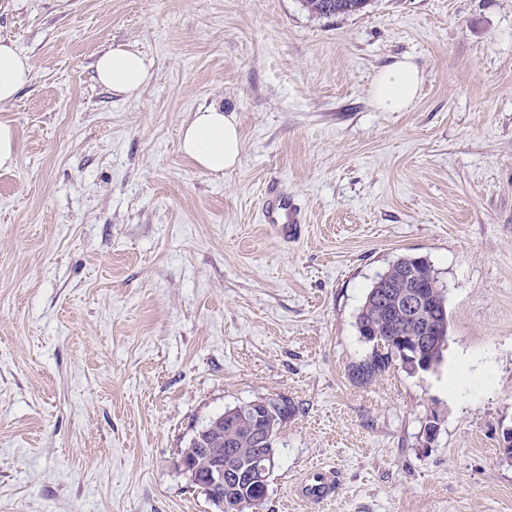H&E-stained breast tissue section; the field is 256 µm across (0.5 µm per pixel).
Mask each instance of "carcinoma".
Listing matches in <instances>:
<instances>
[{"instance_id":"obj_1","label":"carcinoma","mask_w":512,"mask_h":512,"mask_svg":"<svg viewBox=\"0 0 512 512\" xmlns=\"http://www.w3.org/2000/svg\"><path fill=\"white\" fill-rule=\"evenodd\" d=\"M368 0H302V6L317 17L349 15L361 11ZM426 287L425 296L429 307V328L435 337L421 343L415 356V365L440 362L448 336V289L428 261L414 263L413 258L401 256L378 275L366 294L365 301L356 317L360 335L370 330L380 344L372 347L371 354L355 367L361 379L369 380L393 364L406 367L408 359L393 350L390 340L395 336L410 334L411 319L396 299L409 295L420 287ZM264 414V422L255 421L254 410L242 405L224 409V424L208 428L201 438V445L187 442L180 455L191 461L198 481L205 480L210 468L216 463L224 464V502L228 512H244L254 499V488L250 481L234 477L250 469L254 449L261 447V438L267 437L276 443L277 432L285 418L293 412L291 405H279L272 401L258 405ZM219 448V459L203 454L199 447Z\"/></svg>"}]
</instances>
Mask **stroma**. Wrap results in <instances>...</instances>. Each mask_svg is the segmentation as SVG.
<instances>
[{"instance_id": "stroma-1", "label": "stroma", "mask_w": 512, "mask_h": 512, "mask_svg": "<svg viewBox=\"0 0 512 512\" xmlns=\"http://www.w3.org/2000/svg\"><path fill=\"white\" fill-rule=\"evenodd\" d=\"M1 39L34 71L0 109V512H212L179 450L257 398L295 408L257 512H512V0H0ZM117 43L139 98L94 77ZM405 57L421 90L378 111ZM212 104L243 139L219 175L179 146ZM275 182L300 228L264 223ZM401 255L448 345L365 382L356 315ZM314 464L333 502L292 497ZM368 0H302V6L317 17L349 15L361 11ZM97 81L125 99L138 98L152 82L151 63L131 44L112 45L94 63ZM422 73L410 59L398 60L381 71L372 86L375 107L381 112H404L414 102ZM17 135L7 121H0V169H9L16 163Z\"/></svg>"}]
</instances>
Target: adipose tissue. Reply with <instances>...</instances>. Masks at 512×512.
Wrapping results in <instances>:
<instances>
[{"instance_id": "adipose-tissue-1", "label": "adipose tissue", "mask_w": 512, "mask_h": 512, "mask_svg": "<svg viewBox=\"0 0 512 512\" xmlns=\"http://www.w3.org/2000/svg\"><path fill=\"white\" fill-rule=\"evenodd\" d=\"M97 81L126 99L138 98L152 82L151 63L133 45L117 44L94 63ZM33 78L29 58L13 44L0 41V107L12 104ZM422 73L402 59L381 71L372 86L375 107L382 112L406 111L417 97ZM181 150L201 170L221 173L240 161L242 140L234 115L213 105L195 112L182 130Z\"/></svg>"}]
</instances>
